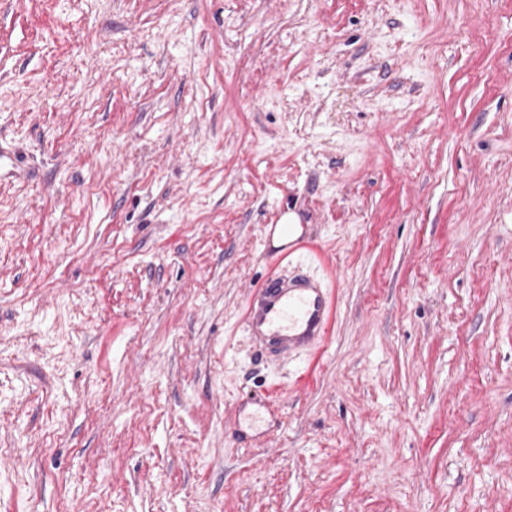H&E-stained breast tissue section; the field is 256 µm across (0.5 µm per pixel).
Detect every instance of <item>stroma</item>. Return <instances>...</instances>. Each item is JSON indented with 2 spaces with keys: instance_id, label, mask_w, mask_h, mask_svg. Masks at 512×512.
I'll list each match as a JSON object with an SVG mask.
<instances>
[{
  "instance_id": "obj_1",
  "label": "stroma",
  "mask_w": 512,
  "mask_h": 512,
  "mask_svg": "<svg viewBox=\"0 0 512 512\" xmlns=\"http://www.w3.org/2000/svg\"><path fill=\"white\" fill-rule=\"evenodd\" d=\"M0 146V512H512V0H0ZM288 224H295L294 228L297 229L298 223L297 220L293 216H286L283 220V224H272L269 232H266L264 238V251L268 255L281 256V257H289L299 249L302 248V239L301 237H297L296 233L293 231L292 226ZM279 226L280 235L285 240L283 244L275 246L273 243L275 230ZM332 318L329 292L308 277H270L248 298L246 329L255 348H276L284 355L318 348Z\"/></svg>"
}]
</instances>
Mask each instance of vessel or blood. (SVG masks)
Segmentation results:
<instances>
[{
  "instance_id": "b4317fda",
  "label": "vessel or blood",
  "mask_w": 512,
  "mask_h": 512,
  "mask_svg": "<svg viewBox=\"0 0 512 512\" xmlns=\"http://www.w3.org/2000/svg\"><path fill=\"white\" fill-rule=\"evenodd\" d=\"M302 247L291 225L279 233H266L264 251L288 257ZM332 318L329 292L308 277H270L248 298L246 329L256 348L271 346L285 355L320 347L326 340Z\"/></svg>"
}]
</instances>
